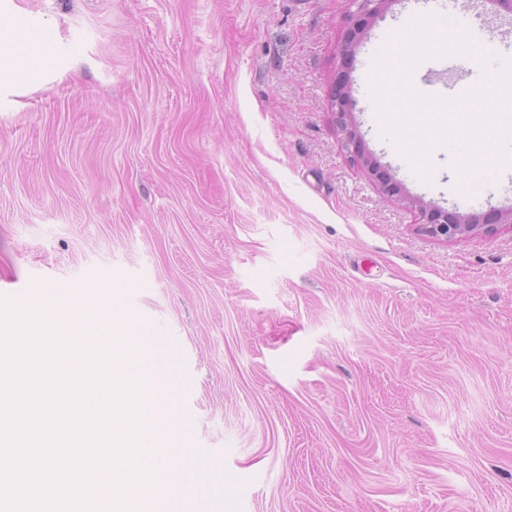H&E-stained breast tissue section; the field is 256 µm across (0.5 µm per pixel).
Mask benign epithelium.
I'll list each match as a JSON object with an SVG mask.
<instances>
[{"instance_id":"1","label":"benign epithelium","mask_w":512,"mask_h":512,"mask_svg":"<svg viewBox=\"0 0 512 512\" xmlns=\"http://www.w3.org/2000/svg\"><path fill=\"white\" fill-rule=\"evenodd\" d=\"M357 2L355 19L347 29L341 44V55L346 60L353 57L358 46L366 38L372 23L383 14L385 4L390 0H357ZM333 102L339 121L346 130V147L357 153L359 152L360 133L348 121L355 107V101L352 98L351 87L343 75L339 76L336 81ZM363 163L368 172L382 184L384 196L391 198L398 193L397 185L391 182L387 176L378 172L375 163L368 158L363 159ZM406 204L418 211L425 233L446 240L476 233H493L498 229V225L512 223V209L497 210L482 217H476L464 215L453 209L429 208L418 198H408Z\"/></svg>"}]
</instances>
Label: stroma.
Instances as JSON below:
<instances>
[{
  "label": "stroma",
  "instance_id": "35a3bbf8",
  "mask_svg": "<svg viewBox=\"0 0 512 512\" xmlns=\"http://www.w3.org/2000/svg\"><path fill=\"white\" fill-rule=\"evenodd\" d=\"M438 1L512 57L492 0H390L349 73L389 199L331 98L355 0H0V295L92 286L175 338L208 512H512V225L438 239L403 203L512 209V172L466 197L443 150L422 182L368 84Z\"/></svg>",
  "mask_w": 512,
  "mask_h": 512
}]
</instances>
